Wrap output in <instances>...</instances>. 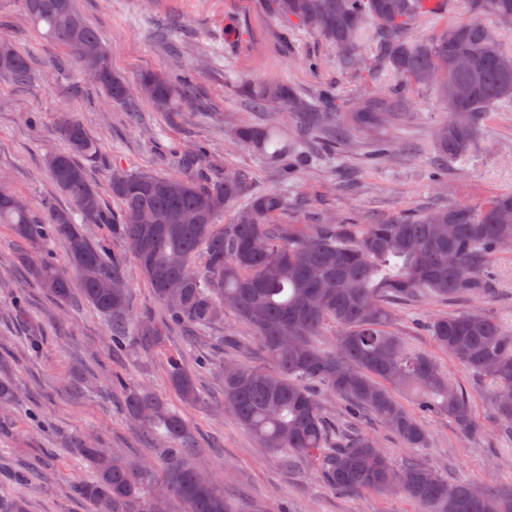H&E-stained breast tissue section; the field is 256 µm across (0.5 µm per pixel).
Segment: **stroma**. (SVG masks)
<instances>
[{"label": "stroma", "instance_id": "stroma-1", "mask_svg": "<svg viewBox=\"0 0 512 512\" xmlns=\"http://www.w3.org/2000/svg\"><path fill=\"white\" fill-rule=\"evenodd\" d=\"M88 25L112 55V69L126 82L141 71H193L210 113L169 117L139 100L137 114L105 100L78 60L31 26L22 0H0V34L26 55L36 73L28 85L0 80V185L31 205L48 199L56 208L72 209L71 199L52 183L46 159L63 150L58 132L62 117L84 125L101 156L89 179L106 187L113 164L129 170L173 173L170 147L204 144L207 177L225 167L248 171L258 192L283 191L296 205V218L310 224L324 214H338L352 224L380 221L402 211H421L459 201L480 205L512 191V104L493 106L478 133L477 149L465 163L449 165L445 188L429 175L432 132L448 111L436 88L413 92L411 124L386 131L394 144L383 160L365 157L363 143L347 153L315 155L290 177L278 164L253 149L236 146L234 132L256 122L244 101V82L282 81L306 98L320 86L336 89V105L345 110L357 100L387 91V72H345L332 46L288 27L263 0H76ZM321 59L310 71L307 58ZM22 247L8 225L0 224V351H9L11 378L20 399L0 411V495L22 496L28 512H88L68 493L69 486L92 476L89 465L74 455L72 440L92 436L111 454L161 460L162 449L140 438L123 412L113 375L145 385L177 403L160 356L133 349L113 353L107 327L81 295L57 302L30 277L21 261ZM496 286L465 301V308L490 311L512 323V253L494 261ZM20 292L29 316L44 324L43 348L32 353L27 333L10 307L7 292ZM439 304L402 310L399 319L414 348L432 355L440 367L473 398L474 428L464 432L446 417L427 424V447L409 449L374 418L357 421L375 436L396 461L415 457L439 473L493 490L512 487V436L500 431L487 400V387L440 351L416 318L442 312ZM204 404L184 408L202 448L200 463L221 477L225 496L247 512H420L399 495L348 494L325 485L312 465H286L282 454L262 447L225 412L217 374L195 371ZM34 470L31 483L15 481L16 472Z\"/></svg>", "mask_w": 512, "mask_h": 512}]
</instances>
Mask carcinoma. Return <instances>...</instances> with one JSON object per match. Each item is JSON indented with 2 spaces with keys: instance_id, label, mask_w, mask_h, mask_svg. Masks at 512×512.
I'll return each instance as SVG.
<instances>
[{
  "instance_id": "cac0c4a2",
  "label": "carcinoma",
  "mask_w": 512,
  "mask_h": 512,
  "mask_svg": "<svg viewBox=\"0 0 512 512\" xmlns=\"http://www.w3.org/2000/svg\"><path fill=\"white\" fill-rule=\"evenodd\" d=\"M269 10L288 25L329 41L345 69L369 70L375 49L384 69L397 81L379 98H366L349 111L333 107L336 89H318L305 100L286 83L240 85V93L264 112L278 109L301 120L290 138L273 120L243 125L235 140L264 152L284 174L308 161L301 150L306 135L330 147L358 135L370 137L375 154L386 155L393 142L378 133L396 129L410 116L408 93L438 87L448 120L434 133L437 164L432 181L441 182L444 164L464 161L477 145L484 113L512 101V53L498 31L485 23L512 15V0H266ZM35 28L70 49L86 64L82 49L100 50L96 84L115 104H134L137 94L112 71V57L98 33L78 11L75 0H23ZM462 9L465 19L448 17L435 36L412 40L410 30L424 14ZM472 56L473 66L458 70L455 57ZM0 77L31 82L27 58L15 52L0 63ZM138 82L159 112L181 115L199 108L196 76L145 72ZM466 94L448 99V85ZM59 134L66 149L49 155L54 185L70 196L75 210L55 208L45 200L38 214L25 200L0 197V224L11 226L28 248L22 254L31 276L57 301L64 302L78 281L84 299L106 320L112 348L161 344L162 328L146 314L133 313L129 288L112 293V282L128 281L135 267L165 307L167 324L195 342L224 321L231 311L261 343L266 366L233 356L219 362L224 408L265 448L312 463L329 487L348 493L402 494L422 512H512V490L494 492L452 480L410 458L397 465L375 439L361 431L334 430L322 396L348 404L352 417L370 413L408 448L428 441L424 419L437 415L473 429V399L443 373L436 361L412 349L396 322V307L443 303L480 296L494 288L495 257L512 249V193L475 207L465 202L420 212H401L382 222L348 224L325 218L313 224L282 223L286 196L253 192L251 176L224 168L210 179L194 168L205 157L202 144L191 151L170 150L179 173L112 167L109 188L120 212L108 210L87 168L100 162L97 143L76 120L64 117ZM238 208L229 224L217 223L228 208ZM154 213L172 228L158 234L145 256L125 255L110 240H93L88 224L103 226L127 244L143 233L142 214ZM199 213L193 228L177 224L182 214ZM65 244L68 266L37 251L53 239ZM204 264L194 266L197 255ZM333 326L334 347L318 344ZM424 328L434 343L490 386L489 404L496 420L512 434V325L479 309L437 314ZM168 383L184 405L202 396L194 372L179 358L168 361ZM127 415L165 447L163 470L155 475L147 462L108 454L83 440L76 454L88 462L93 477L70 485L89 512H167L174 502L182 512H241L215 481L191 462V426L166 398L149 388L129 385L115 375ZM406 392L407 407L397 396Z\"/></svg>"
}]
</instances>
